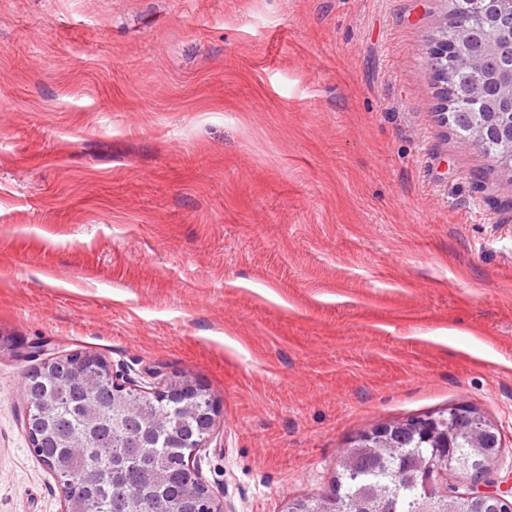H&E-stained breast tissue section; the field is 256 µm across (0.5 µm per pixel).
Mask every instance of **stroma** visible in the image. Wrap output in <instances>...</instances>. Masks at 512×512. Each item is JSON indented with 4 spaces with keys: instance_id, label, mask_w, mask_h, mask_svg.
Returning <instances> with one entry per match:
<instances>
[{
    "instance_id": "obj_1",
    "label": "stroma",
    "mask_w": 512,
    "mask_h": 512,
    "mask_svg": "<svg viewBox=\"0 0 512 512\" xmlns=\"http://www.w3.org/2000/svg\"><path fill=\"white\" fill-rule=\"evenodd\" d=\"M448 0H0V512H61L32 344L218 406L226 512L471 406L512 475V184L440 123Z\"/></svg>"
}]
</instances>
